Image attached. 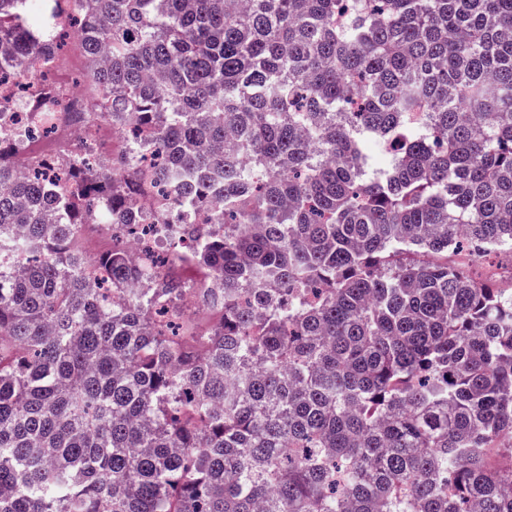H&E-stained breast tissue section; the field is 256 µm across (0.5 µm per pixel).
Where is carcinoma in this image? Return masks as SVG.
<instances>
[{
	"label": "carcinoma",
	"mask_w": 512,
	"mask_h": 512,
	"mask_svg": "<svg viewBox=\"0 0 512 512\" xmlns=\"http://www.w3.org/2000/svg\"><path fill=\"white\" fill-rule=\"evenodd\" d=\"M57 0H0V76ZM134 154L15 170L0 133V512H512V0H83ZM424 113L423 122L410 115ZM184 262L75 249L158 224ZM221 313L189 340L182 302ZM480 261H474L470 266V273L479 279L486 277L484 275V270L486 267H489L487 264H494L497 267L496 279L507 283L510 279V268L509 264L506 260H503L500 257L496 256H487L483 258H479Z\"/></svg>",
	"instance_id": "obj_1"
}]
</instances>
